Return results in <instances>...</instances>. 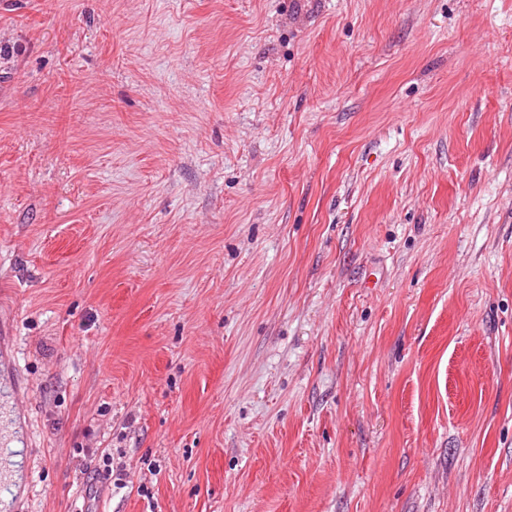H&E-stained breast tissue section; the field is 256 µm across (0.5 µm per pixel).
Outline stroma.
<instances>
[{
	"mask_svg": "<svg viewBox=\"0 0 512 512\" xmlns=\"http://www.w3.org/2000/svg\"><path fill=\"white\" fill-rule=\"evenodd\" d=\"M8 512H512V0H0Z\"/></svg>",
	"mask_w": 512,
	"mask_h": 512,
	"instance_id": "stroma-1",
	"label": "stroma"
}]
</instances>
